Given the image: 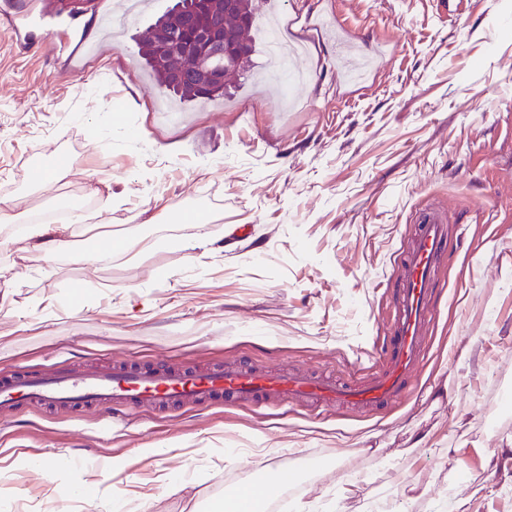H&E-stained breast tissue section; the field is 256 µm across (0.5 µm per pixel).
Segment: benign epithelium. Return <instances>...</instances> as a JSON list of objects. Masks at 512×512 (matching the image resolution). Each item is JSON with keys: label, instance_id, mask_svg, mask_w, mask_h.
I'll use <instances>...</instances> for the list:
<instances>
[{"label": "benign epithelium", "instance_id": "obj_1", "mask_svg": "<svg viewBox=\"0 0 512 512\" xmlns=\"http://www.w3.org/2000/svg\"><path fill=\"white\" fill-rule=\"evenodd\" d=\"M59 10L83 13L95 5V0H51ZM235 9L232 0L224 2V9L214 11L201 19L196 14H182L176 20L177 37H185L197 47L194 55V75L201 87L222 86L235 67L245 47L225 42L224 17Z\"/></svg>", "mask_w": 512, "mask_h": 512}]
</instances>
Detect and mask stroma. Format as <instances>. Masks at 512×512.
I'll list each match as a JSON object with an SVG mask.
<instances>
[{
  "mask_svg": "<svg viewBox=\"0 0 512 512\" xmlns=\"http://www.w3.org/2000/svg\"><path fill=\"white\" fill-rule=\"evenodd\" d=\"M116 2L78 15L39 5L24 47L0 31V197H15L21 226L0 236V375L230 361L365 377L428 207L449 219L434 322L408 392L369 412L222 403L131 409L113 427L102 409L0 417V512H78L70 473L15 469L25 456L122 459L105 503L141 497L149 512H219L267 465L293 476L275 492L285 512L389 510L412 483L413 512H448L476 488L470 512H512V0H260L261 16L312 44V78L286 111L239 74L213 103L162 93L136 41L175 0H153L73 73L55 28L96 36ZM331 8L386 55L366 83L342 82L333 44L303 23ZM62 201L89 217L70 227L77 253L35 260L29 219ZM202 234L209 246L184 249ZM102 248L111 263L83 260ZM425 433L435 447H411ZM182 470L192 484L177 490Z\"/></svg>",
  "mask_w": 512,
  "mask_h": 512,
  "instance_id": "35a3bbf8",
  "label": "stroma"
}]
</instances>
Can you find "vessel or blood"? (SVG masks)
Instances as JSON below:
<instances>
[{
  "mask_svg": "<svg viewBox=\"0 0 512 512\" xmlns=\"http://www.w3.org/2000/svg\"><path fill=\"white\" fill-rule=\"evenodd\" d=\"M35 13L19 14L0 7V29L20 33L34 22ZM326 36L336 45L346 74L361 71L363 55L345 38L339 16L325 22ZM410 250L400 262L398 311L389 351L380 353L376 372L368 381L336 382L307 374L259 371L246 364H216L203 371L182 367H134L116 363L102 371L54 368L0 378V413L33 404L45 409L67 408L75 413L109 405L170 409L198 403H312L322 408L384 407L402 393L424 358L436 263L448 238V218L440 210H427Z\"/></svg>",
  "mask_w": 512,
  "mask_h": 512,
  "instance_id": "b4317fda",
  "label": "vessel or blood"
}]
</instances>
